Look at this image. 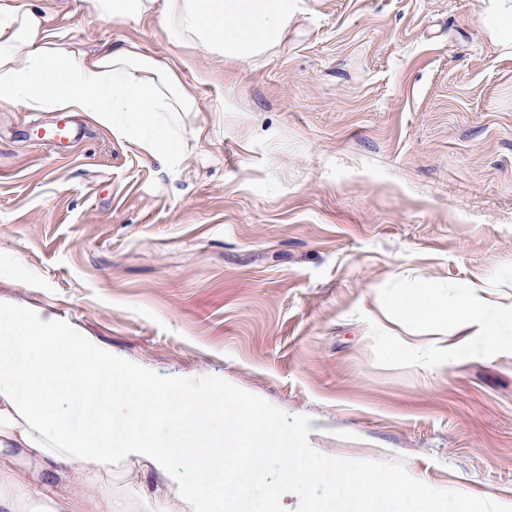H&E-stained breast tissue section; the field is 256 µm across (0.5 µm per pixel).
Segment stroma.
<instances>
[{
    "label": "stroma",
    "instance_id": "stroma-1",
    "mask_svg": "<svg viewBox=\"0 0 512 512\" xmlns=\"http://www.w3.org/2000/svg\"><path fill=\"white\" fill-rule=\"evenodd\" d=\"M303 2L243 63L37 0L75 49L189 62L200 109L172 161L92 119L52 153L0 104V300L307 416L321 454L512 506V351L435 371L392 352L431 327L373 320L408 271L512 302V0Z\"/></svg>",
    "mask_w": 512,
    "mask_h": 512
}]
</instances>
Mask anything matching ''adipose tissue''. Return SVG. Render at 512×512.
<instances>
[{
	"mask_svg": "<svg viewBox=\"0 0 512 512\" xmlns=\"http://www.w3.org/2000/svg\"><path fill=\"white\" fill-rule=\"evenodd\" d=\"M82 7L104 20H158L174 43L241 62L274 49L299 9L297 0H82ZM0 103L81 112L164 157L180 152L166 114L199 109L176 67L136 45L75 50L31 0H0ZM378 309L389 324L454 333L425 355L434 369L512 347V305L479 285H460L450 297L420 276L388 292ZM105 371L138 399L104 398ZM270 419L245 394L213 401L204 382L187 388L159 378L54 316L0 301V512H140L143 501L150 512H224L239 491L233 475L252 434ZM224 420L233 423L224 441L195 446L194 435ZM176 456L197 482L173 471ZM44 471L53 482L40 480Z\"/></svg>",
	"mask_w": 512,
	"mask_h": 512,
	"instance_id": "obj_1",
	"label": "adipose tissue"
}]
</instances>
